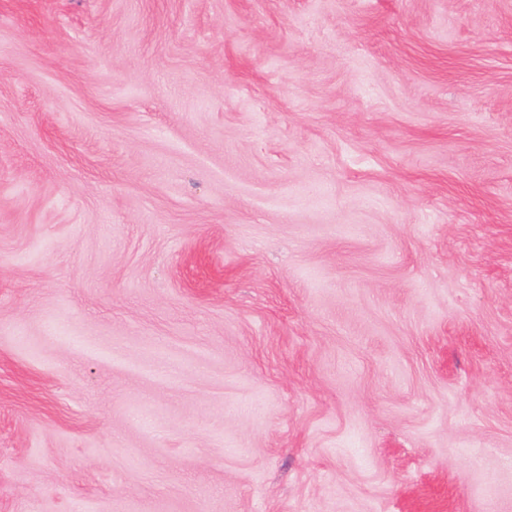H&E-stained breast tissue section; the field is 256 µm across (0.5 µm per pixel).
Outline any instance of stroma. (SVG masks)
I'll use <instances>...</instances> for the list:
<instances>
[{"instance_id":"obj_1","label":"stroma","mask_w":512,"mask_h":512,"mask_svg":"<svg viewBox=\"0 0 512 512\" xmlns=\"http://www.w3.org/2000/svg\"><path fill=\"white\" fill-rule=\"evenodd\" d=\"M0 512H512V0H0Z\"/></svg>"}]
</instances>
